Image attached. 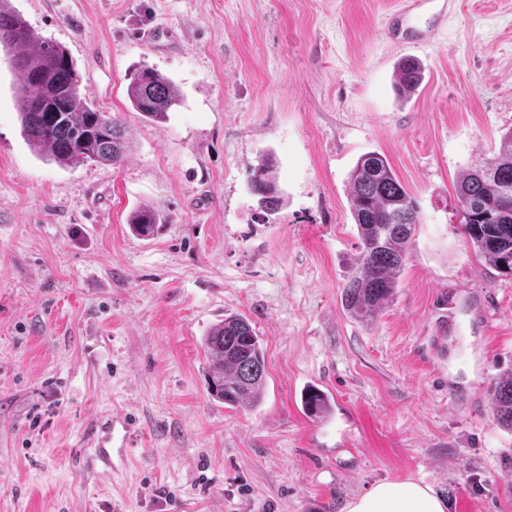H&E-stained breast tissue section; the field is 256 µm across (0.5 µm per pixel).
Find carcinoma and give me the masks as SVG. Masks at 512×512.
<instances>
[{"mask_svg":"<svg viewBox=\"0 0 512 512\" xmlns=\"http://www.w3.org/2000/svg\"><path fill=\"white\" fill-rule=\"evenodd\" d=\"M0 47L12 55L19 84L16 105L20 132L37 153L60 165L95 162L119 165L130 148L122 121L88 99L69 51L39 37L27 22L0 0ZM127 95L132 109L153 123H164L180 104L175 83L157 69L142 66L130 75ZM420 80L416 60L399 64L403 92ZM252 191L267 213L280 208L276 177L265 164L256 168ZM461 233L471 247L499 273L512 276V131L505 134L498 155L458 177L455 188ZM348 193L361 251L346 281L341 301L364 322L373 321L394 299L399 275L418 224V205L379 153L361 156L348 180ZM141 237L154 236L160 224L152 209L135 211L129 221ZM201 347L208 364L211 398L232 407L258 404L266 386L265 355L248 320L224 317L211 327ZM497 420L512 428V371L496 377L493 388ZM307 412L325 417L327 397L318 390L305 396Z\"/></svg>","mask_w":512,"mask_h":512,"instance_id":"cac0c4a2","label":"carcinoma"}]
</instances>
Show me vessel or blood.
I'll list each match as a JSON object with an SVG mask.
<instances>
[{"label":"vessel or blood","instance_id":"1","mask_svg":"<svg viewBox=\"0 0 512 512\" xmlns=\"http://www.w3.org/2000/svg\"><path fill=\"white\" fill-rule=\"evenodd\" d=\"M437 0H410L408 7L395 14L389 28L391 39H398L400 34L414 33L417 40H431L435 33L436 22L442 21L443 11L437 10ZM434 7V26L421 29L417 26L418 9ZM134 421L130 415L116 413L100 423L95 431L94 446L89 459L92 468L102 472L116 473L124 470L130 461L131 449L134 445Z\"/></svg>","mask_w":512,"mask_h":512}]
</instances>
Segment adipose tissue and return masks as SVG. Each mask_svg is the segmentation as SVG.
<instances>
[{"label":"adipose tissue","mask_w":512,"mask_h":512,"mask_svg":"<svg viewBox=\"0 0 512 512\" xmlns=\"http://www.w3.org/2000/svg\"><path fill=\"white\" fill-rule=\"evenodd\" d=\"M446 508L431 486L406 479L373 485L348 501L344 512H446Z\"/></svg>","instance_id":"ef3b65f1"}]
</instances>
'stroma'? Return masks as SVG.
<instances>
[{"label": "stroma", "instance_id": "35a3bbf8", "mask_svg": "<svg viewBox=\"0 0 512 512\" xmlns=\"http://www.w3.org/2000/svg\"><path fill=\"white\" fill-rule=\"evenodd\" d=\"M447 2L431 42L399 45L384 25L402 0H10L131 148L117 167L38 156L0 49V512H341L406 478L447 512H512L491 391L512 369V277L465 240L455 198L512 129V0ZM405 57L423 76L402 96ZM143 64L182 91L167 122L131 109ZM369 152L420 222L366 323L341 292L360 254L348 179ZM266 160L284 197L267 218L251 190ZM142 207L162 216L150 238L128 224ZM235 314L265 351L254 407L206 390L202 338ZM113 412L139 430L116 478L85 468Z\"/></svg>", "mask_w": 512, "mask_h": 512}]
</instances>
